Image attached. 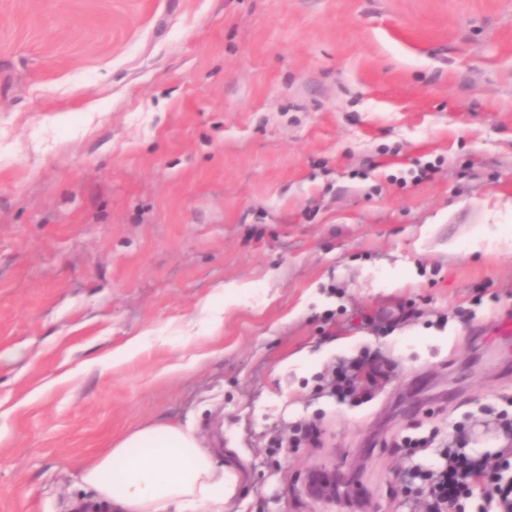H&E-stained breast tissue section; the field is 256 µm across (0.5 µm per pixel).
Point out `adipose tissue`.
Wrapping results in <instances>:
<instances>
[{
    "label": "adipose tissue",
    "instance_id": "ef3b65f1",
    "mask_svg": "<svg viewBox=\"0 0 512 512\" xmlns=\"http://www.w3.org/2000/svg\"><path fill=\"white\" fill-rule=\"evenodd\" d=\"M86 512H224V468L180 427L160 423L116 440L81 476Z\"/></svg>",
    "mask_w": 512,
    "mask_h": 512
}]
</instances>
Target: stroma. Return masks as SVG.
<instances>
[{"instance_id": "stroma-1", "label": "stroma", "mask_w": 512, "mask_h": 512, "mask_svg": "<svg viewBox=\"0 0 512 512\" xmlns=\"http://www.w3.org/2000/svg\"><path fill=\"white\" fill-rule=\"evenodd\" d=\"M509 313L512 0H0V512L159 422L244 466L224 512H413L512 441ZM387 376L375 358L361 355L341 359L330 383L336 397L345 401L347 398H361L371 394L368 389H362L359 393L358 390L363 384L375 386ZM465 436L441 450L445 465L421 471L418 477L424 482L421 491L425 497L424 512H462V494H472L475 489L486 490L500 459L511 455V450L496 457L470 458L462 450L466 447ZM307 492L319 499L335 500L336 496V470L331 472H313L307 481Z\"/></svg>"}]
</instances>
